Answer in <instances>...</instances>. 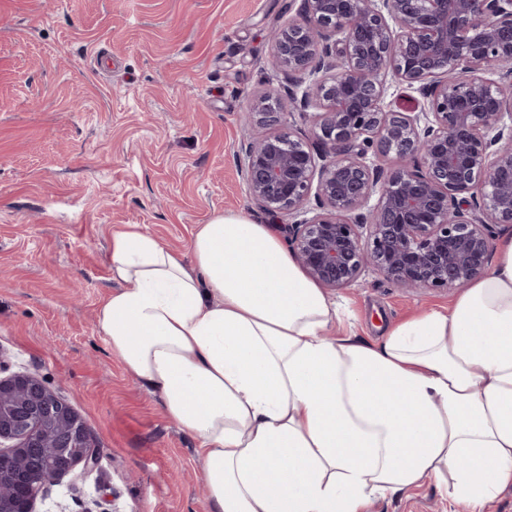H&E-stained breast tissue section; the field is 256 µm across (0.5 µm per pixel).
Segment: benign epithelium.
I'll list each match as a JSON object with an SVG mask.
<instances>
[{
  "instance_id": "obj_1",
  "label": "benign epithelium",
  "mask_w": 512,
  "mask_h": 512,
  "mask_svg": "<svg viewBox=\"0 0 512 512\" xmlns=\"http://www.w3.org/2000/svg\"><path fill=\"white\" fill-rule=\"evenodd\" d=\"M270 39L286 84L249 100L238 172L258 211L288 217L303 272L326 290L368 271L467 287L512 223V0H301ZM391 79L421 111L388 107ZM286 111L310 135L270 131ZM49 441L56 466L42 472ZM99 458L40 379L0 376V512H34L48 484Z\"/></svg>"
}]
</instances>
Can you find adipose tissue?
I'll return each instance as SVG.
<instances>
[{"mask_svg": "<svg viewBox=\"0 0 512 512\" xmlns=\"http://www.w3.org/2000/svg\"><path fill=\"white\" fill-rule=\"evenodd\" d=\"M191 255L114 233L96 322L197 440L209 512H363L428 482L485 512L512 489V238L376 342L326 336L338 305L266 224L215 216Z\"/></svg>", "mask_w": 512, "mask_h": 512, "instance_id": "1", "label": "adipose tissue"}]
</instances>
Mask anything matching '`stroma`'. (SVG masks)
Masks as SVG:
<instances>
[{"mask_svg":"<svg viewBox=\"0 0 512 512\" xmlns=\"http://www.w3.org/2000/svg\"><path fill=\"white\" fill-rule=\"evenodd\" d=\"M297 0H0V365L42 380L101 455L36 512H208L197 441L96 327L129 224L180 254L220 214L258 219L237 149L257 92L285 82L269 31ZM342 330L385 326L453 292L367 272L333 291ZM432 485L364 512H460Z\"/></svg>","mask_w":512,"mask_h":512,"instance_id":"obj_1","label":"stroma"}]
</instances>
